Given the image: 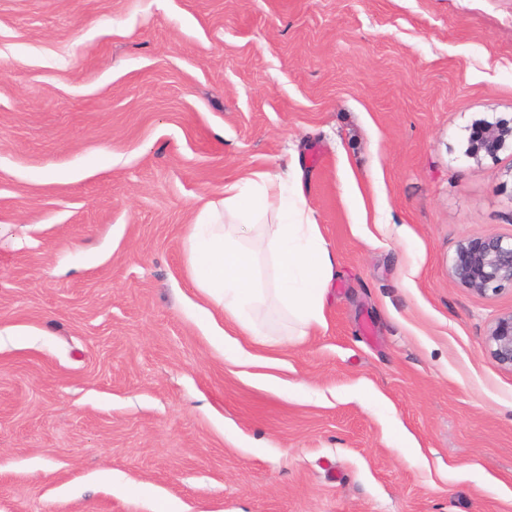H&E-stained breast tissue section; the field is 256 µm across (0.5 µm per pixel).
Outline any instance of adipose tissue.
I'll return each instance as SVG.
<instances>
[{"label": "adipose tissue", "mask_w": 512, "mask_h": 512, "mask_svg": "<svg viewBox=\"0 0 512 512\" xmlns=\"http://www.w3.org/2000/svg\"><path fill=\"white\" fill-rule=\"evenodd\" d=\"M269 215L275 222L258 241L243 237L242 226H256ZM183 250L199 297L224 316L215 329L224 342L244 335L254 345L274 346L257 322L266 307L282 313L297 335L325 328L334 257L303 203L284 202L278 178L251 171L225 183L223 197L207 202L187 225Z\"/></svg>", "instance_id": "adipose-tissue-1"}]
</instances>
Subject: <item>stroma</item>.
<instances>
[{"mask_svg": "<svg viewBox=\"0 0 512 512\" xmlns=\"http://www.w3.org/2000/svg\"><path fill=\"white\" fill-rule=\"evenodd\" d=\"M512 0H0V512H512ZM296 160L327 326L258 370L194 313L186 224ZM265 380H257V372ZM477 141L470 145L468 154L477 156L481 152L494 156L512 141V119L496 122H482L478 125ZM449 275L456 284L480 295L512 286V237L489 234L461 240ZM486 336V345L495 360L512 370V312L499 317Z\"/></svg>", "mask_w": 512, "mask_h": 512, "instance_id": "1", "label": "stroma"}]
</instances>
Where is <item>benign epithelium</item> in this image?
<instances>
[{
  "mask_svg": "<svg viewBox=\"0 0 512 512\" xmlns=\"http://www.w3.org/2000/svg\"><path fill=\"white\" fill-rule=\"evenodd\" d=\"M511 141L512 120L483 122L478 125L477 141L470 145L468 154L494 156ZM449 275L456 284L480 295L512 286V237L489 234L461 240L451 259ZM486 345L501 366L512 370V312L490 327Z\"/></svg>",
  "mask_w": 512,
  "mask_h": 512,
  "instance_id": "1",
  "label": "benign epithelium"
}]
</instances>
